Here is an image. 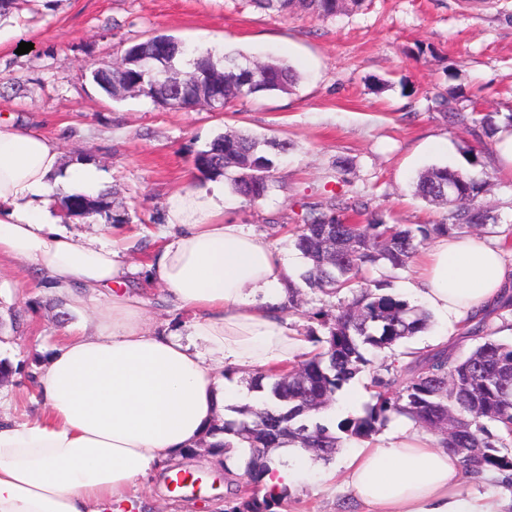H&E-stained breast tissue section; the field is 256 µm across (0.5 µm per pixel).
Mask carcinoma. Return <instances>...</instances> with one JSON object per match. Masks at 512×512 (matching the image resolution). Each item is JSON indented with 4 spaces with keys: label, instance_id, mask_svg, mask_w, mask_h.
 Returning <instances> with one entry per match:
<instances>
[{
    "label": "carcinoma",
    "instance_id": "carcinoma-1",
    "mask_svg": "<svg viewBox=\"0 0 512 512\" xmlns=\"http://www.w3.org/2000/svg\"><path fill=\"white\" fill-rule=\"evenodd\" d=\"M260 8L286 14L300 10L323 19L336 16L348 6L359 8L363 0H253ZM162 43L174 45L166 59L170 71L175 60L192 56L191 71L209 73L224 82V104L228 107L241 98L243 67H219L212 52L192 49L176 38L157 34L125 49L118 65L93 72L94 82L110 97L132 88L154 104L171 88L160 84L152 73L153 57ZM293 70L285 63L269 61L258 67L250 94L287 91L296 84ZM451 122L466 129L479 127L490 133L496 129L492 116L477 111L452 112ZM288 152L289 142L261 141L249 134H224L197 153L195 169L208 179L230 180L233 190L249 204L266 199L275 188L274 161L269 150ZM461 182L459 192L444 198L439 188L448 181ZM487 174H472L434 166L423 173L415 185L417 198L442 202L448 208L447 221L418 226L388 224L374 216L365 224H350V215H362L366 205L360 201L338 200L327 211L310 212V217L293 231L294 245L307 261L300 275L312 291L332 296L342 292L348 299L321 309L316 319L325 329L316 338L319 350L303 359L272 366L252 381L261 406L235 409L242 419L224 421L208 435H224L203 447L229 459L238 457V468L250 481L259 483L270 464L259 463L261 448H319V458L327 460L340 442L327 424L317 420L337 391L370 365L369 351L393 349L427 329L429 314L399 296L386 292L390 282L368 276L372 269L403 270L418 248L428 240L451 237L466 229L484 228L496 223L490 207L481 201L486 191ZM110 191L95 196L68 195L60 200L66 215L86 216L87 207L99 214L105 209ZM464 335L477 341L464 357L446 350L419 354L401 363L398 354L370 376L375 403L365 414L344 420L338 430L348 436L369 438L378 433L395 415L405 416L440 437V445L460 457L465 470L512 471V344L491 338L486 318L466 327ZM277 498L257 493L241 498L233 512H270Z\"/></svg>",
    "mask_w": 512,
    "mask_h": 512
}]
</instances>
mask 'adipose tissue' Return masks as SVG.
<instances>
[{
	"label": "adipose tissue",
	"instance_id": "ef3b65f1",
	"mask_svg": "<svg viewBox=\"0 0 512 512\" xmlns=\"http://www.w3.org/2000/svg\"><path fill=\"white\" fill-rule=\"evenodd\" d=\"M96 194L101 173L62 166L58 140L0 123V256L30 261L70 309L107 296L86 331L65 332L35 377L44 413L0 421V512H139L138 484L179 461L225 408L252 397L228 367L264 369L315 351L289 324L293 264L264 236L224 221L222 187L189 188L168 204L147 268L169 303L190 312L183 330L154 334L125 290L121 239L69 230L49 204L56 188ZM408 290L446 323L464 324L512 280L501 243L441 237L417 259ZM287 448L261 491L280 495L313 469ZM365 512H505L507 498L463 488L458 456L408 428L360 441L342 461Z\"/></svg>",
	"mask_w": 512,
	"mask_h": 512
}]
</instances>
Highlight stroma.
<instances>
[{"label": "stroma", "mask_w": 512, "mask_h": 512, "mask_svg": "<svg viewBox=\"0 0 512 512\" xmlns=\"http://www.w3.org/2000/svg\"><path fill=\"white\" fill-rule=\"evenodd\" d=\"M163 33L218 60L285 61L299 80L290 91L244 98L220 112H168L127 94L113 99L92 81V71L112 68L122 49ZM23 42L33 48L21 55ZM439 92L457 108L477 104L499 123L512 113V0H366L327 19L276 15L251 0H28L0 16V121L59 139L64 166L87 162L102 173L126 222L97 214L73 218L72 228L123 237L128 278L142 289L155 333L182 327L187 315L149 284L148 253L169 198L187 185H211L194 167L197 152L230 131L292 144L276 161L277 186L265 200L251 206L225 189L224 220L264 235L297 271L306 260L292 230L306 205L361 199L391 223L439 224L446 207L416 198L415 181L434 165L471 171L474 155L490 175L498 230L512 229V171L497 160L496 135L450 125L434 104ZM342 163L347 172L339 171ZM104 306L100 298L63 312L30 262L0 258V336L10 341L0 358L13 368L1 417L23 422L41 413L34 378L61 327L80 325ZM439 343L457 355L475 346L434 318L398 349L423 352ZM354 444L344 438L340 453L288 488L272 512H362L335 477ZM186 467L199 473L201 493L174 497L162 473L137 490L143 512H210L217 500L231 512L250 486L204 452Z\"/></svg>", "instance_id": "1"}]
</instances>
